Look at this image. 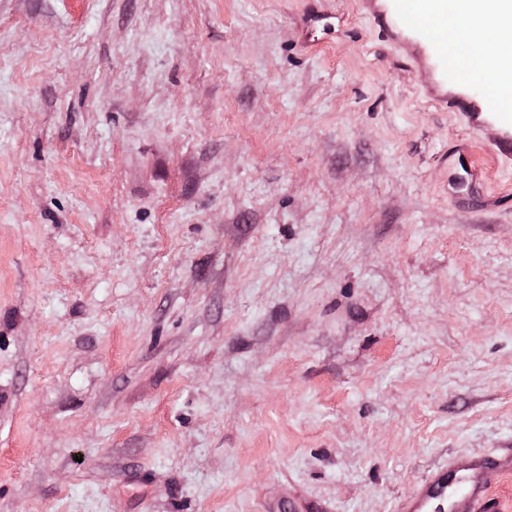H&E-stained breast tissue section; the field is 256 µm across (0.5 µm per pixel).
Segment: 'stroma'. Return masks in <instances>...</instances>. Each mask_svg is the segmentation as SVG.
I'll use <instances>...</instances> for the list:
<instances>
[{"mask_svg":"<svg viewBox=\"0 0 512 512\" xmlns=\"http://www.w3.org/2000/svg\"><path fill=\"white\" fill-rule=\"evenodd\" d=\"M485 64L372 0H0V512H394L512 448ZM329 18L336 17H322L319 15H312L307 19L302 31V42L305 47L311 49L316 48L323 42L327 35L336 32V22H323V20H327Z\"/></svg>","mask_w":512,"mask_h":512,"instance_id":"35a3bbf8","label":"stroma"}]
</instances>
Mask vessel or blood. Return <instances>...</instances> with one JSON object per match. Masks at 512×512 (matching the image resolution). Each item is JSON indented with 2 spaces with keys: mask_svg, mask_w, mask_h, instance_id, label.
<instances>
[{
  "mask_svg": "<svg viewBox=\"0 0 512 512\" xmlns=\"http://www.w3.org/2000/svg\"><path fill=\"white\" fill-rule=\"evenodd\" d=\"M428 0H381L380 12L401 33L420 40L428 49L440 74L448 72L447 31L456 26L448 13L430 14ZM334 22L322 16H310L303 28V44L318 47L325 37L335 32ZM500 127V140L506 150L502 160L512 166V113L492 114ZM511 470L512 453H494L473 457H449L442 466L431 471L414 493L401 500L396 512H499L488 500L485 475L491 469Z\"/></svg>",
  "mask_w": 512,
  "mask_h": 512,
  "instance_id": "vessel-or-blood-1",
  "label": "vessel or blood"
}]
</instances>
